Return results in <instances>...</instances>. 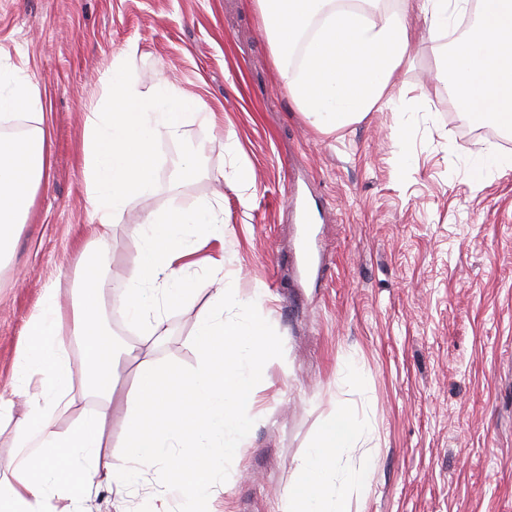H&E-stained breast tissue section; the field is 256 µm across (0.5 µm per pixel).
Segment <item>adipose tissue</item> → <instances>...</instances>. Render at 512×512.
Returning a JSON list of instances; mask_svg holds the SVG:
<instances>
[{
    "mask_svg": "<svg viewBox=\"0 0 512 512\" xmlns=\"http://www.w3.org/2000/svg\"><path fill=\"white\" fill-rule=\"evenodd\" d=\"M246 3L260 14L278 79L317 130L330 133L369 113L399 109L390 89L413 44L407 15L381 11L377 0L348 7L340 0ZM482 4L450 57L440 59L437 79L468 123L495 117L512 125V0ZM135 56L131 46L114 58L102 95L86 116L83 165L98 246L106 244L113 225L122 223L132 199L155 193V143L179 139L189 114L204 110L164 81L151 96H142L128 78ZM43 108L36 84L0 78V120L24 110L33 123L29 131L0 136V256L27 218L44 172ZM193 227L214 238L224 235L221 213L210 203L149 213L139 224L137 258L125 278L128 317L148 343L166 334L167 302L193 301L200 289L211 292L188 338L198 355L192 372L148 356L138 363L141 376L156 387L169 425L143 436L144 401L127 395L124 455L115 462L104 453L114 392L99 390L97 379L134 350L114 342L101 325L95 298L107 282L96 250L87 251L80 302L64 309L57 289H44L14 362L12 394L0 395V428H11L18 450L13 467L0 474V512H45L51 501L59 503V512H83L85 503L104 490L114 494L116 512H127L139 468L169 457L175 460L180 512H209L210 490L223 486L225 470L240 457L251 422L239 407L265 373L273 344L253 315L263 287L249 298L234 294L220 261L196 288L186 287L184 259L192 251L186 233ZM72 337L79 347L75 357L68 343ZM103 347L109 351L104 361L98 356ZM87 399L92 408H79ZM73 409L77 417L59 430L57 414ZM368 432L366 421L346 408L328 419L296 467L284 512H349V496L365 486L371 464L349 465L344 453Z\"/></svg>",
    "mask_w": 512,
    "mask_h": 512,
    "instance_id": "adipose-tissue-1",
    "label": "adipose tissue"
}]
</instances>
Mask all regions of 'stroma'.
<instances>
[{
    "mask_svg": "<svg viewBox=\"0 0 512 512\" xmlns=\"http://www.w3.org/2000/svg\"><path fill=\"white\" fill-rule=\"evenodd\" d=\"M382 7L407 13L417 28L395 85L412 113L404 139L388 109L333 133L316 130L277 78L243 0H0V69L38 84L47 131L43 183L0 262V394L11 391L42 291L72 301L94 240L86 116L113 59L134 44L129 77L143 94L163 79L201 100L206 114L188 119L181 141L157 142V191L113 225L109 286L96 303L116 338L142 347L122 295L139 222L216 201L224 237L202 241L199 254L223 259L241 297L263 285L262 323L283 345L241 408L253 427L212 512H283L299 459L344 406L371 428L349 455L354 465L372 462L350 512H512V169L477 187L470 178L488 147L512 154V131L477 132L436 93L437 54L452 42L432 39L421 0ZM189 151L197 171L174 182ZM241 164L256 185L247 203L234 175ZM208 298L167 304L169 335L155 359L195 367L188 336ZM349 363L353 385L339 379ZM112 386L119 457V399L144 387L135 359Z\"/></svg>",
    "mask_w": 512,
    "mask_h": 512,
    "instance_id": "stroma-1",
    "label": "stroma"
}]
</instances>
